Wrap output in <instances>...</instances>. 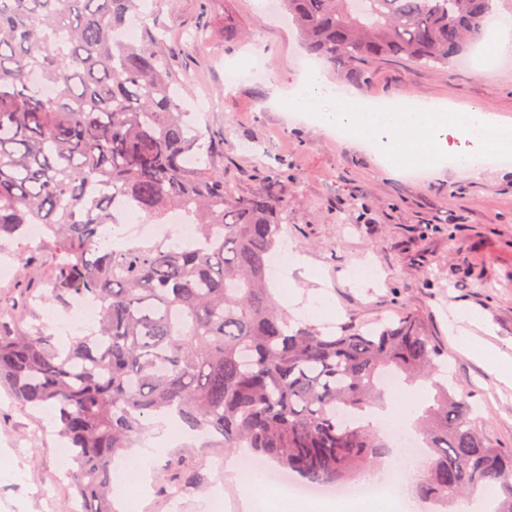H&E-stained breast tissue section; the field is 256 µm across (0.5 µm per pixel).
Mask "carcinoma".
<instances>
[{
  "label": "carcinoma",
  "mask_w": 512,
  "mask_h": 512,
  "mask_svg": "<svg viewBox=\"0 0 512 512\" xmlns=\"http://www.w3.org/2000/svg\"><path fill=\"white\" fill-rule=\"evenodd\" d=\"M139 3L0 0V243L44 225L55 273L34 301L100 309L61 348L48 326L15 328L0 307V381L21 406L54 412L82 512H112L114 458L166 412L313 487L343 486L391 453L368 418L380 375L429 379L442 348L411 311L334 331L295 321L266 275L288 190L224 185L177 103L164 30L146 22L137 41L116 39ZM281 3L308 51L356 76L384 59L463 61L496 11V0ZM115 196L156 221L183 211L196 238L109 246ZM433 389L414 424L428 448L416 493L442 506L489 493L492 512H512V449L486 439L464 387Z\"/></svg>",
  "instance_id": "obj_1"
}]
</instances>
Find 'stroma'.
I'll list each match as a JSON object with an SVG mask.
<instances>
[{"label":"stroma","instance_id":"1","mask_svg":"<svg viewBox=\"0 0 512 512\" xmlns=\"http://www.w3.org/2000/svg\"><path fill=\"white\" fill-rule=\"evenodd\" d=\"M169 62L184 82L181 105L205 132L204 148L224 168L225 185L256 195L272 184L288 189L287 241L307 269L292 278L302 297H322L331 320H371L404 309L425 319L440 343L450 380L481 408L483 430L498 448H512V384L496 379L458 341V308L478 312L493 328L492 346L512 357V164H486L472 176L451 166L413 178L387 170L362 144L290 111L305 52L283 14L253 0H156ZM242 31L238 40L228 29ZM207 41L191 42L196 31ZM262 58L266 76L228 86L225 73L245 58ZM489 77L471 65L434 67L382 60L362 78L325 68L327 81L376 101L404 96L461 106L491 105L512 123V56L495 59ZM30 257L22 269L21 257ZM0 306H27L45 288L53 254L42 243L0 249ZM378 275L363 277L362 267ZM49 411L19 405L0 384V512H74L68 469L61 462ZM182 457L196 481L172 496L152 480L135 496L119 495L117 512H209L218 498L242 500L244 488L225 469L233 452L201 438L161 450L153 470Z\"/></svg>","mask_w":512,"mask_h":512}]
</instances>
